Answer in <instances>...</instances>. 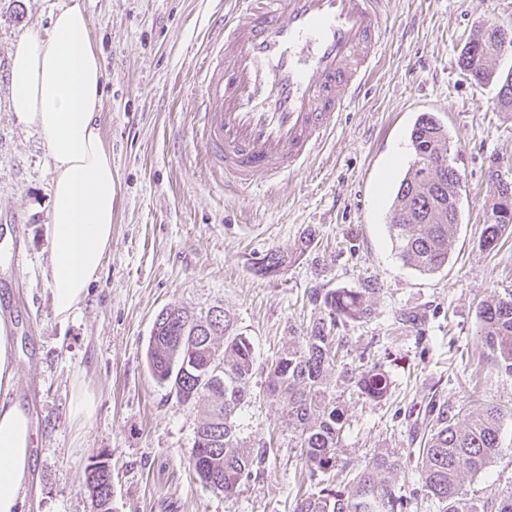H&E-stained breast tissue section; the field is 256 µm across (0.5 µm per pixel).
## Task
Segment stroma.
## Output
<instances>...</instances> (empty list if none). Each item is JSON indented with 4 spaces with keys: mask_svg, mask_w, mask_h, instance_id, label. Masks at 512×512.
Here are the masks:
<instances>
[{
    "mask_svg": "<svg viewBox=\"0 0 512 512\" xmlns=\"http://www.w3.org/2000/svg\"><path fill=\"white\" fill-rule=\"evenodd\" d=\"M75 0H0V301L14 315L19 393L34 407V474L42 512H95L86 487L91 456L112 468V512H293L299 495L344 480L310 476L283 406L256 372L236 418L251 451L273 441L257 472L227 496L190 466L203 416L159 384L147 365L157 315L221 309L249 336L258 360L295 341L320 312L313 288L377 282L371 317L347 326L348 354L328 375L347 417L338 455L356 468L385 448L408 455L430 406L463 422L494 404L512 409V375L480 334L482 304L512 292V232L481 248L492 158L512 167V112L496 108V84L460 67L465 42L489 14L512 22V0H388V41L364 96L342 114L324 150L273 191L218 188L194 131L193 71L219 0H76L105 74L97 120L112 155V248L80 310L54 317L44 269L51 255L54 178L42 134L9 108V55L20 37L48 33ZM448 129L463 184L461 222L442 271L404 266L387 212L412 158L421 113ZM314 231L309 248L302 237ZM288 249V268L255 275L252 261ZM419 316V327L401 321ZM388 372L389 394L358 397L343 374L358 364ZM97 398L92 421L69 418L74 385ZM512 489V418L501 451L461 490L483 505Z\"/></svg>",
    "mask_w": 512,
    "mask_h": 512,
    "instance_id": "obj_1",
    "label": "stroma"
}]
</instances>
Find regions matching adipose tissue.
Masks as SVG:
<instances>
[{"label":"adipose tissue","instance_id":"adipose-tissue-1","mask_svg":"<svg viewBox=\"0 0 512 512\" xmlns=\"http://www.w3.org/2000/svg\"><path fill=\"white\" fill-rule=\"evenodd\" d=\"M10 108L43 136L52 162V251L44 276L60 320L73 316L112 248L115 204L112 157L96 115L103 69L80 4L61 8L48 35L19 39L10 59ZM10 315L0 312V512H22L34 466L36 427L29 406L9 397L16 384Z\"/></svg>","mask_w":512,"mask_h":512}]
</instances>
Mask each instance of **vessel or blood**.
Instances as JSON below:
<instances>
[{"label": "vessel or blood", "mask_w": 512, "mask_h": 512, "mask_svg": "<svg viewBox=\"0 0 512 512\" xmlns=\"http://www.w3.org/2000/svg\"><path fill=\"white\" fill-rule=\"evenodd\" d=\"M194 71L196 132L225 186L275 188L359 101L389 34L386 0H224Z\"/></svg>", "instance_id": "obj_1"}]
</instances>
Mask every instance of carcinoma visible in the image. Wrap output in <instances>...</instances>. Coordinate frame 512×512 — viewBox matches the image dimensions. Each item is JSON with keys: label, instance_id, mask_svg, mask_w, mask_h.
I'll return each mask as SVG.
<instances>
[{"label": "carcinoma", "instance_id": "carcinoma-1", "mask_svg": "<svg viewBox=\"0 0 512 512\" xmlns=\"http://www.w3.org/2000/svg\"><path fill=\"white\" fill-rule=\"evenodd\" d=\"M502 43L498 31L482 26L464 45L459 63L476 83H496L497 107L512 112V70L502 76L493 67L505 52ZM410 140L413 161L390 205L388 229L403 264L429 275L448 264L460 224L461 177L442 168L450 158V137L432 115L419 116ZM487 176L495 191L486 202L480 246L490 250L512 228V201L504 202L494 166H488ZM288 262L287 253L270 250L255 259L253 270L261 276L276 274ZM378 291L374 281L360 288L312 289L311 299L323 308V316L264 367L257 364L250 337L238 331L227 313L216 326L179 308L158 315L147 350L153 376L170 386L181 403L203 402L207 407L191 449L194 471L204 486L232 494L262 462L261 456L242 445L235 425L259 369L267 372L268 394L283 404L310 475L336 469L347 423L342 404L327 381L343 341L336 331L370 318L369 299ZM479 318L485 345L504 372L512 374V293L483 306ZM219 336L224 338L222 350L216 345ZM213 359L223 362L219 381L209 377ZM345 378L370 401H380L389 392L388 374L375 365L352 370ZM505 416L504 409L488 405L465 424L456 425L448 420L447 411H439L417 457L404 461L393 451H380L352 483L329 484L303 495L294 512H403V498L396 494L391 477L404 466L416 472L421 491L437 503L438 512H478V506L461 492V479L483 471L498 455ZM86 486L97 512H112V473L88 471Z\"/></svg>", "mask_w": 512, "mask_h": 512}]
</instances>
